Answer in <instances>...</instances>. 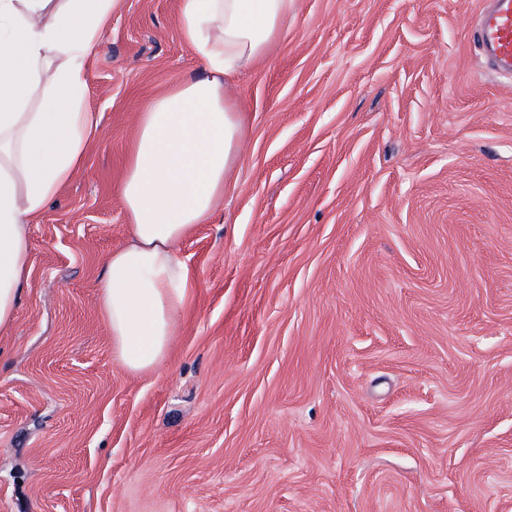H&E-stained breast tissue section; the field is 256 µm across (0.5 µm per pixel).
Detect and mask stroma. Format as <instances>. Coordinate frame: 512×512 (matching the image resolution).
Masks as SVG:
<instances>
[{"instance_id":"35a3bbf8","label":"stroma","mask_w":512,"mask_h":512,"mask_svg":"<svg viewBox=\"0 0 512 512\" xmlns=\"http://www.w3.org/2000/svg\"><path fill=\"white\" fill-rule=\"evenodd\" d=\"M179 0H120L83 173L0 335V512H512V75L489 0H297L231 92L234 188L179 248L167 364L123 371L97 283L144 101L200 74ZM481 17L478 38L483 51L499 69H512V0H493Z\"/></svg>"}]
</instances>
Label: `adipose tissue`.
<instances>
[{
  "label": "adipose tissue",
  "mask_w": 512,
  "mask_h": 512,
  "mask_svg": "<svg viewBox=\"0 0 512 512\" xmlns=\"http://www.w3.org/2000/svg\"><path fill=\"white\" fill-rule=\"evenodd\" d=\"M119 0H0V335L29 282L30 226L81 173L96 122L85 105L96 48ZM296 0H179L178 29L202 62L150 97L125 144L118 192L128 238L104 261L98 305L118 365L168 359L198 286L177 253L211 223L243 142L231 77L265 60Z\"/></svg>",
  "instance_id": "obj_1"
}]
</instances>
